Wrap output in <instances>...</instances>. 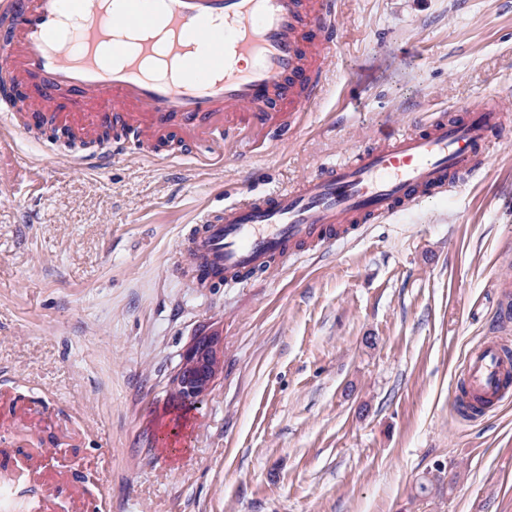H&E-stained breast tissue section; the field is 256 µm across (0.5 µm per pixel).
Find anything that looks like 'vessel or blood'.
<instances>
[{
  "label": "vessel or blood",
  "instance_id": "1",
  "mask_svg": "<svg viewBox=\"0 0 512 512\" xmlns=\"http://www.w3.org/2000/svg\"><path fill=\"white\" fill-rule=\"evenodd\" d=\"M335 44L336 0H0V73L13 84L0 101L86 139L130 131L110 152L72 156L78 170L109 168L130 141L173 137L212 161L238 127L261 132L320 100ZM511 130L512 111L495 102L389 131L292 189L208 211L179 272L199 288L248 283L437 199ZM478 398H512V346L501 339L468 355L452 404L465 413Z\"/></svg>",
  "mask_w": 512,
  "mask_h": 512
}]
</instances>
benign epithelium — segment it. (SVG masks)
<instances>
[{
    "label": "benign epithelium",
    "instance_id": "benign-epithelium-1",
    "mask_svg": "<svg viewBox=\"0 0 512 512\" xmlns=\"http://www.w3.org/2000/svg\"><path fill=\"white\" fill-rule=\"evenodd\" d=\"M221 345L216 336H204L184 353L174 387L184 391L185 402L200 403L221 364Z\"/></svg>",
    "mask_w": 512,
    "mask_h": 512
}]
</instances>
